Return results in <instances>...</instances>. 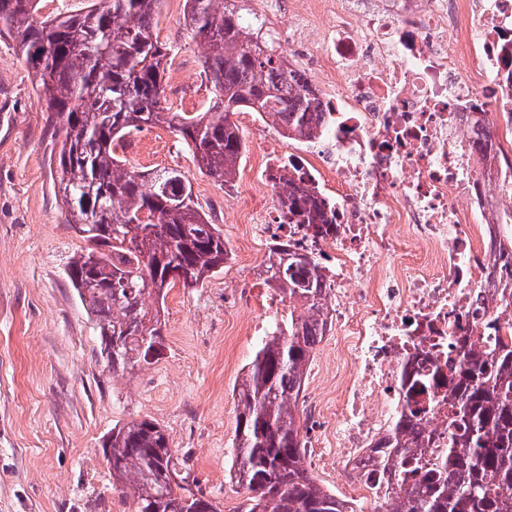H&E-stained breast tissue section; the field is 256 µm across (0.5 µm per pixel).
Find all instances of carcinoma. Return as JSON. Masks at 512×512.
<instances>
[{"mask_svg":"<svg viewBox=\"0 0 512 512\" xmlns=\"http://www.w3.org/2000/svg\"><path fill=\"white\" fill-rule=\"evenodd\" d=\"M164 0H102L85 10L39 17V0H0V37L13 40L37 80L45 111L63 133L57 193L69 223L92 247L69 264V280L100 339L112 373L153 363L162 349L163 300L176 282L196 288L224 267V234L199 211L189 178L177 169L144 174L127 166L118 146L134 132L162 126L178 136L200 171L228 183L245 142L238 112L267 117L287 139L319 132L317 98L288 68L248 0H184L183 20L202 49L210 86L207 109L189 116L167 106L165 72L179 47L154 36ZM486 164L506 162L493 128L477 139ZM280 199L288 223L319 234L329 224L315 190L284 172ZM264 284L285 302L236 388L235 448L230 480L248 493L241 512H351L349 501L319 485L305 465L298 398L326 333L324 266L281 245ZM500 316L484 325L487 345L461 347L455 370L412 383L389 448L409 454L381 459L394 472L392 512H512V338ZM448 389V447L418 455L426 408L415 398ZM112 485L134 512H217L197 478L180 474L166 430L131 420L103 439Z\"/></svg>","mask_w":512,"mask_h":512,"instance_id":"cac0c4a2","label":"carcinoma"}]
</instances>
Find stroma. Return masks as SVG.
<instances>
[{"label":"stroma","instance_id":"35a3bbf8","mask_svg":"<svg viewBox=\"0 0 512 512\" xmlns=\"http://www.w3.org/2000/svg\"><path fill=\"white\" fill-rule=\"evenodd\" d=\"M183 0H166L159 41L181 46L167 69L168 104L196 113L208 105L200 53L183 26ZM234 122L247 150L232 184L201 174L177 137L164 127L129 139L124 157L136 170L185 171L199 207L220 226L233 257L204 287L169 289L161 315L164 347L158 360L127 375H112L98 354L99 339L67 266L84 247L56 195L60 141L38 100L36 80L12 40L0 38V512H132L112 487L100 443L113 427L147 418L160 423L185 456L204 492L222 512H235L242 489L228 479L235 444L233 390L259 339L248 316L260 306L224 303V283L243 264L262 261L238 212L270 206L257 186L266 150L264 132ZM329 341L314 354L299 400L301 421L326 401L336 373Z\"/></svg>","mask_w":512,"mask_h":512}]
</instances>
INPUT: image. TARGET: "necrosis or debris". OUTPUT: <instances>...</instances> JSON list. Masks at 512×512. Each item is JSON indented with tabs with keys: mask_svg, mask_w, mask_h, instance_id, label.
Returning <instances> with one entry per match:
<instances>
[{
	"mask_svg": "<svg viewBox=\"0 0 512 512\" xmlns=\"http://www.w3.org/2000/svg\"><path fill=\"white\" fill-rule=\"evenodd\" d=\"M318 71L323 136L304 153L271 143L261 184L281 168L336 205L316 236L279 205L246 215L252 233L286 240L327 263L335 335L336 445L314 461L336 469L359 512L390 477L373 446L404 401L405 374L457 364L500 301L490 252L504 232L491 218L504 192L477 165L473 113L512 112V0H359L347 20L324 11Z\"/></svg>",
	"mask_w": 512,
	"mask_h": 512,
	"instance_id": "1",
	"label": "necrosis or debris"
}]
</instances>
